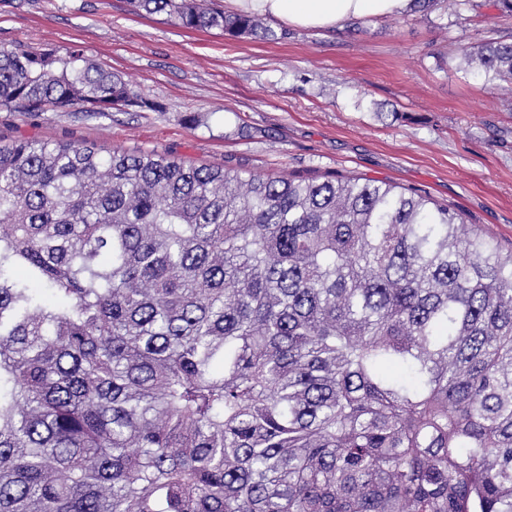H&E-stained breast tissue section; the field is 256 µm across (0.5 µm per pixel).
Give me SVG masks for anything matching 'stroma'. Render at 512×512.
Returning <instances> with one entry per match:
<instances>
[{"mask_svg": "<svg viewBox=\"0 0 512 512\" xmlns=\"http://www.w3.org/2000/svg\"><path fill=\"white\" fill-rule=\"evenodd\" d=\"M270 26L278 41L189 30L128 0H0V48L81 50L143 101L107 117L0 109V139L156 149L245 176L383 180L512 246V90L460 60L461 47L512 35L493 0L328 30Z\"/></svg>", "mask_w": 512, "mask_h": 512, "instance_id": "stroma-1", "label": "stroma"}]
</instances>
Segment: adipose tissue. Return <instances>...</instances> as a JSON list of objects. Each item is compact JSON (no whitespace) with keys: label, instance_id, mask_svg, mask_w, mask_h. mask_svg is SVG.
<instances>
[{"label":"adipose tissue","instance_id":"obj_1","mask_svg":"<svg viewBox=\"0 0 512 512\" xmlns=\"http://www.w3.org/2000/svg\"><path fill=\"white\" fill-rule=\"evenodd\" d=\"M231 12L305 28L333 29L352 20H384L410 10L413 0H225Z\"/></svg>","mask_w":512,"mask_h":512}]
</instances>
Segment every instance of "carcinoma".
Wrapping results in <instances>:
<instances>
[{"label":"carcinoma","instance_id":"obj_1","mask_svg":"<svg viewBox=\"0 0 512 512\" xmlns=\"http://www.w3.org/2000/svg\"><path fill=\"white\" fill-rule=\"evenodd\" d=\"M461 53L512 85V40ZM138 105L0 49V109ZM0 512H512V250L384 181L0 145Z\"/></svg>","mask_w":512,"mask_h":512}]
</instances>
